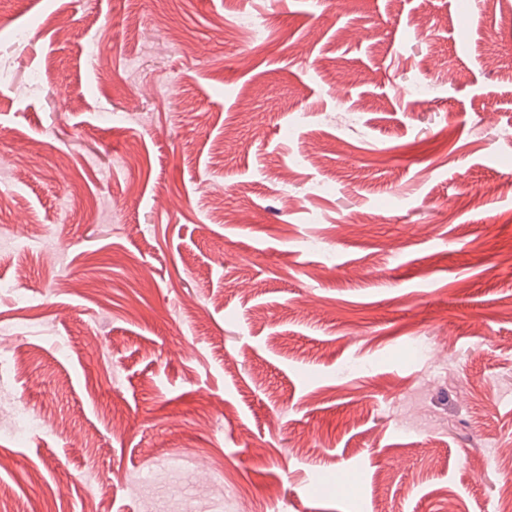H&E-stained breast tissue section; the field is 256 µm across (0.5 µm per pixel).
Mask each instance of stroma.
<instances>
[{
	"label": "stroma",
	"instance_id": "obj_1",
	"mask_svg": "<svg viewBox=\"0 0 512 512\" xmlns=\"http://www.w3.org/2000/svg\"><path fill=\"white\" fill-rule=\"evenodd\" d=\"M510 30L512 0H0V225L47 242H0V399L53 421L0 414V512H497Z\"/></svg>",
	"mask_w": 512,
	"mask_h": 512
}]
</instances>
